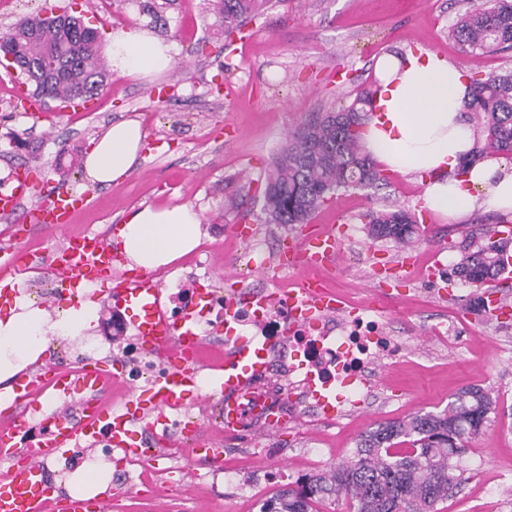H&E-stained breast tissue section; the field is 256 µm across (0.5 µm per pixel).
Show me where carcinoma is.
Listing matches in <instances>:
<instances>
[{
  "mask_svg": "<svg viewBox=\"0 0 512 512\" xmlns=\"http://www.w3.org/2000/svg\"><path fill=\"white\" fill-rule=\"evenodd\" d=\"M263 0H212L229 37L259 13ZM452 36L469 53L512 49V0L478 4L460 17ZM0 51L13 63L34 93L58 101L67 96L91 98L106 78L96 29L65 13L28 19L0 36ZM466 110L479 134L469 165L512 156V72L492 73L471 83ZM374 91L364 89L339 111L325 112L291 134L266 176L261 198L269 224H306L312 214L341 189L377 187L384 170L361 146L362 131ZM368 235L401 246L419 241L414 217L402 209L366 214ZM509 240H492L471 232L459 245L453 276L481 287L501 278ZM498 401L482 387L461 390L438 413H414L369 428L355 457L329 471L312 474L297 486L278 490L270 512H316L314 504L345 496L350 512H437V504L461 485L466 443L476 438L496 412Z\"/></svg>",
  "mask_w": 512,
  "mask_h": 512,
  "instance_id": "carcinoma-1",
  "label": "carcinoma"
}]
</instances>
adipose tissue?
Wrapping results in <instances>:
<instances>
[{"instance_id":"1","label":"adipose tissue","mask_w":512,"mask_h":512,"mask_svg":"<svg viewBox=\"0 0 512 512\" xmlns=\"http://www.w3.org/2000/svg\"><path fill=\"white\" fill-rule=\"evenodd\" d=\"M114 70L151 77L173 64L171 45L153 30L131 28L114 32L107 47ZM380 89L362 146L385 168L431 175L424 202L436 215L456 222L474 207L512 214V161L476 164L457 174L470 151L475 130L464 110L469 82L463 72L433 53L388 54L375 64ZM145 134L139 121L110 125L91 142L84 160L92 182L109 184L132 170ZM198 212L192 205L172 208L150 205L135 209L120 237L131 266L153 271L191 252L199 244ZM96 307L87 299L51 318L26 297H17L0 316V382L13 379L46 350L51 336L78 337L90 330Z\"/></svg>"}]
</instances>
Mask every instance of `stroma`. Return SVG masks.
<instances>
[{"label":"stroma","mask_w":512,"mask_h":512,"mask_svg":"<svg viewBox=\"0 0 512 512\" xmlns=\"http://www.w3.org/2000/svg\"><path fill=\"white\" fill-rule=\"evenodd\" d=\"M60 0L69 14L95 28L102 43L121 29L149 26L147 0ZM472 0H271L249 20L248 44L227 37L203 0H169L167 25L159 37L174 45V65L148 81L109 72L82 117L56 112L47 103L41 119L24 117L0 97V179L22 165L55 182L86 192L87 202L73 228L98 231L123 222L143 204L159 208L192 205L201 215L200 239L214 244L210 265L217 287H225L227 253H235V272L260 280L265 252H249L230 231L248 216L259 235H279L266 223L259 195L264 178L287 137L317 113L350 103L358 91L375 83V61L386 53L432 52L462 69L468 79L512 70V50L464 53L450 29ZM162 91L159 100L149 91ZM144 145L133 170L117 182L92 184L84 158L93 137L112 123L141 118ZM27 141L25 150L11 145ZM419 177L389 173L386 184L372 189H343L313 216V223L345 226L339 269L332 277L346 301L378 304L381 323L396 327L408 341L399 362L378 371L376 401L349 412L341 424L322 425L300 419L295 425L263 436L272 446L270 459L251 455L246 446L225 449L224 464L236 469L246 486L274 466L289 473L315 474L351 460L356 443L371 425L415 412L443 410L454 394L478 385L493 392L498 410L464 456L461 490L440 512H512V318L497 319L471 309L477 292L501 294L512 304V284L488 282L484 289L452 277L457 245L468 231L499 230L498 215L474 210L458 224L425 208ZM389 206L414 213L423 241L414 251L427 273L378 281L374 267L400 266L403 248L367 235L363 216ZM98 305L89 339L99 347L90 361L109 367L126 337L111 330L113 303L107 293L91 289ZM457 324V338L434 345L432 329ZM259 495L228 489L214 467L186 454L178 468L158 457L151 479L139 493L110 484L112 512H260Z\"/></svg>","instance_id":"stroma-1"}]
</instances>
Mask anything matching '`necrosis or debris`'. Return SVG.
Returning <instances> with one entry per match:
<instances>
[{"instance_id":"1","label":"necrosis or debris","mask_w":512,"mask_h":512,"mask_svg":"<svg viewBox=\"0 0 512 512\" xmlns=\"http://www.w3.org/2000/svg\"><path fill=\"white\" fill-rule=\"evenodd\" d=\"M244 298L231 300L209 288L203 319L209 332L246 336L256 346L272 343L264 367L250 381L227 394L225 406L236 407L239 439L265 419L288 421L299 413L317 421L336 423L337 414L325 410L321 395L337 391L338 404L365 403L375 386L377 364L394 365L402 352L397 337L359 309L346 318L302 319L288 288L269 293L246 284ZM124 385L152 383L168 369L170 358L144 350L137 336H128L120 349Z\"/></svg>"}]
</instances>
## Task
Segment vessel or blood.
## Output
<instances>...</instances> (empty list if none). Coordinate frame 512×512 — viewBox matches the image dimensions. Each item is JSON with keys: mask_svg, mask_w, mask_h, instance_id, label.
<instances>
[{"mask_svg": "<svg viewBox=\"0 0 512 512\" xmlns=\"http://www.w3.org/2000/svg\"><path fill=\"white\" fill-rule=\"evenodd\" d=\"M14 181L11 192L0 194V214L22 213L24 223L42 225L50 235L65 238L60 249L40 256L58 278L69 284L65 293L57 297V304L71 300L77 284L92 287L110 283L113 303L138 308L137 335L145 348L170 351L173 359L163 377L147 389L132 392L120 407L112 405L104 394L112 381V372L96 364L77 370L48 364L36 373L20 377L6 407L0 410V462L8 465L0 475V512H110L112 500L108 497L92 502H60L44 479V460L68 454L86 443L102 441L123 454L140 455V448L132 441L133 423L153 426L164 420L167 409L183 405L188 388L197 383L193 359L205 347L204 333L192 315H185L176 323L166 316L161 288L147 273L123 271L124 259L109 237L96 233L68 236L69 225L86 201L84 194L62 187L26 209L22 206L24 199L40 193L41 186L23 168L16 172ZM341 243L340 228L317 225L304 226L298 236L290 238L286 263L297 276L293 295L305 315L341 311V302L322 291L315 277L319 268L335 262ZM30 261V255L21 248L0 251L1 303L12 300L19 287L16 277ZM248 350L241 339L227 348L222 389L234 388L248 379L250 368L243 363ZM50 389L83 395V417L79 423H72L65 414L58 413L41 425L33 424L32 399ZM186 431L196 436L195 449L204 453L208 462L222 463L221 443L203 436L199 424L188 425Z\"/></svg>", "mask_w": 512, "mask_h": 512, "instance_id": "obj_1", "label": "vessel or blood"}]
</instances>
